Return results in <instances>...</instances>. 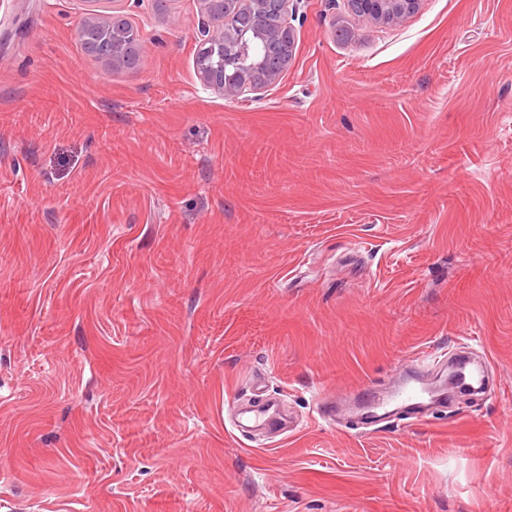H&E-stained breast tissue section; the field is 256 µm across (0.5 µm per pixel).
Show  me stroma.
I'll list each match as a JSON object with an SVG mask.
<instances>
[{"mask_svg": "<svg viewBox=\"0 0 512 512\" xmlns=\"http://www.w3.org/2000/svg\"><path fill=\"white\" fill-rule=\"evenodd\" d=\"M90 7L0 0V512H512V0H306L236 102L197 0H123L118 72ZM462 355L424 423L315 411ZM101 4H111L110 7H102V9L91 10L83 16L77 27L76 35L80 39L84 30V48L92 52L95 48H104L108 43L109 31L105 28L91 27L95 25L112 26V40L103 50V54L97 55L104 59L112 67L113 71H119L128 68L130 58V47L133 42L143 40V33L140 27L127 21L114 12V3L123 0H90ZM121 18L120 20H116ZM91 27V28H89ZM348 10L376 25H402L420 6L421 0H345Z\"/></svg>", "mask_w": 512, "mask_h": 512, "instance_id": "stroma-1", "label": "stroma"}]
</instances>
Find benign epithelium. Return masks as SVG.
<instances>
[{"mask_svg":"<svg viewBox=\"0 0 512 512\" xmlns=\"http://www.w3.org/2000/svg\"><path fill=\"white\" fill-rule=\"evenodd\" d=\"M83 16L76 35L95 25L112 27V40L100 58L119 71L128 68L131 44L143 39L140 27L117 19L109 4ZM207 16L192 32L195 70L201 85L238 101L248 94L275 86L296 52L295 16L300 0H199ZM421 0H345L348 10L376 25L400 26L420 6Z\"/></svg>","mask_w":512,"mask_h":512,"instance_id":"obj_1","label":"benign epithelium"}]
</instances>
